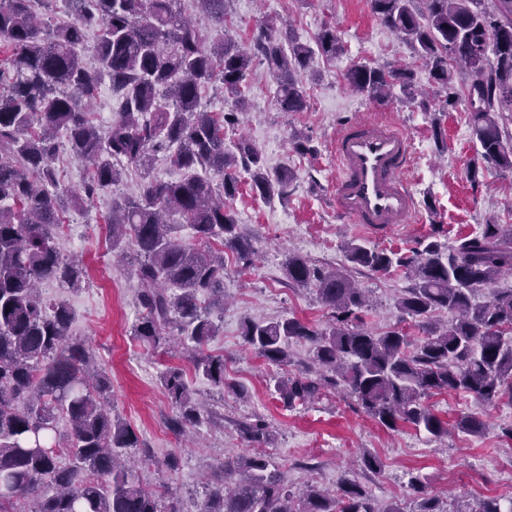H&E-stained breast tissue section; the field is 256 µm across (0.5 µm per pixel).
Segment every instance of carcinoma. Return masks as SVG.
I'll return each mask as SVG.
<instances>
[{"instance_id": "obj_1", "label": "carcinoma", "mask_w": 512, "mask_h": 512, "mask_svg": "<svg viewBox=\"0 0 512 512\" xmlns=\"http://www.w3.org/2000/svg\"><path fill=\"white\" fill-rule=\"evenodd\" d=\"M223 30L217 42L183 18L178 0H68L73 22L50 30L39 17L48 0H0V512H180L121 462L130 453L153 462V449L107 403L112 378L93 349L69 336L67 302H46L39 284L77 288L83 264L63 258L56 229L65 204L90 208L119 184L125 166L143 171L138 195L112 201L107 217L112 248L136 253L135 276L144 309L132 336L153 350H167L170 337L190 358L194 373L236 396L244 391L224 376V358L205 352L218 335L214 314L224 308V250L237 265H255V250L239 232L227 201L238 193L241 168L261 198L284 197L291 171L269 174L261 153L246 139L224 145V128L238 122L247 105L244 81L253 60L265 63L286 112H302L307 100L296 79L315 54L344 52L336 28L324 27L316 48L300 43L291 28L260 25L249 47L230 34L226 0H195ZM371 0L372 12L404 37L429 79L448 90L445 105L464 96L477 155L512 171V135L501 126L512 113V0ZM473 76L462 91L453 67ZM346 80L374 99L395 86L414 96L407 66H354ZM118 98L115 119L103 128L86 103L104 82ZM219 83L233 106L202 108L203 94ZM89 164L78 191L60 183L55 161L62 144ZM181 172L178 180L150 176L156 155ZM190 229L193 243L179 232ZM346 257L376 273L403 270L412 281L400 298L422 342L409 349L399 327L376 334L365 326L362 291L337 268L324 269L288 254L285 273L296 286L313 285L331 323L317 330L288 317L241 326L244 344L273 366L289 362L288 340L314 347L315 373L275 380L290 406L323 391L339 390L383 427L399 423L448 435V422L424 403L442 392H463L493 402L512 391V291L492 287L512 273V225L484 224L458 246L432 240L407 253L349 242ZM490 290L486 302L475 290ZM439 309L455 313L451 324L432 320ZM173 406L169 428L179 437L212 421L181 370L160 375ZM70 431L58 433L59 421ZM254 442L268 438L261 420L239 423ZM200 512H378L368 491L346 478L329 494L313 485L292 490L261 452L223 462L214 472Z\"/></svg>"}]
</instances>
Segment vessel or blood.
<instances>
[{"label": "vessel or blood", "mask_w": 512, "mask_h": 512, "mask_svg": "<svg viewBox=\"0 0 512 512\" xmlns=\"http://www.w3.org/2000/svg\"><path fill=\"white\" fill-rule=\"evenodd\" d=\"M332 154L340 213L380 235L415 223L416 198L404 177L412 145L393 122L373 113L341 123Z\"/></svg>", "instance_id": "vessel-or-blood-1"}]
</instances>
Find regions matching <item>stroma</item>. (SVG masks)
<instances>
[{"instance_id":"1","label":"stroma","mask_w":512,"mask_h":512,"mask_svg":"<svg viewBox=\"0 0 512 512\" xmlns=\"http://www.w3.org/2000/svg\"><path fill=\"white\" fill-rule=\"evenodd\" d=\"M226 10L236 40L244 45L259 24L287 20L299 42L314 44L323 26L330 25L345 48L333 59L316 57L312 72L300 75L308 109L298 113L279 108L272 76L265 64L254 62L245 80L248 110L238 126L224 133L226 145L247 139L267 167L294 173L286 200L261 199L243 174L231 202L243 234L256 250V262L253 269L241 272L232 258H225L222 328L207 349L223 356L227 377L245 388L246 397L219 394L207 380L191 375V363L178 350L152 353L131 334L142 314L139 285L126 266L113 260L104 218L113 195L138 190L140 172H131L113 193L97 198L91 210L70 212L73 232L60 236L59 249L64 258L85 266L87 277L79 289L53 283L39 287L45 299L69 300L75 315L72 336L88 341L98 364L112 377L113 414L129 422L153 448V465L137 471L140 482L151 489L167 485L168 498L177 499L182 512H198L206 479L217 464L261 451L295 489L313 484L333 493L343 478L357 479L378 512L393 506L417 512L425 497L436 498L442 512H477L488 497L511 500L512 442L502 439L501 431L512 425V398L502 397L492 405L466 394L428 398L432 411L445 421L472 415L486 424L480 436L452 432L442 441L408 423L386 429L339 393L290 407L275 391V378L305 369L313 356L310 343L289 341L290 363L280 370L244 346L240 326L247 319L293 316L320 330L328 326L329 311L315 288L289 285L283 266L287 254L319 267L338 268L345 263V243L353 240L404 252L431 235L453 246L482 224L512 225V172L484 163L477 181H470L468 165L477 145L468 126L466 102L445 107V89L429 81L422 62L373 14L369 0H228ZM394 62L413 70L422 95L409 98L395 88L378 101L347 87L345 74L352 66L379 68ZM380 111L411 138L413 155L405 177L418 203L419 221L376 236L363 225L337 217L330 147L342 121ZM298 138L312 146V153L294 152L292 143ZM349 275L369 300V329L381 333L401 319L399 301L411 285L409 278L400 272L354 269ZM169 366L189 371L190 386L209 400L215 414L192 445L177 440L168 428L173 407L160 374ZM258 416L273 435L266 446L244 440L239 432L240 422ZM174 451L180 465L171 473L165 461ZM367 454L380 459L379 471L364 470L362 458ZM414 477L420 479L422 493L411 490Z\"/></svg>"}]
</instances>
